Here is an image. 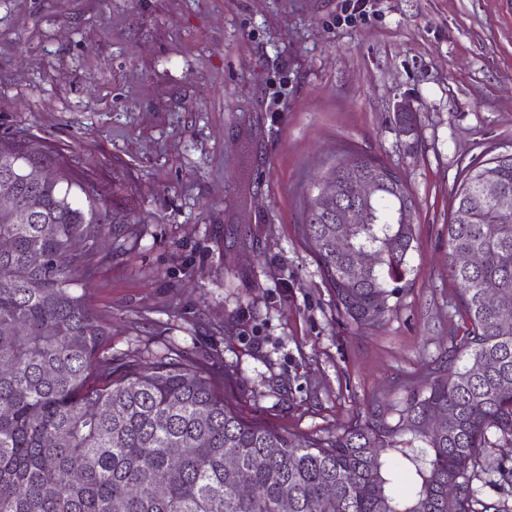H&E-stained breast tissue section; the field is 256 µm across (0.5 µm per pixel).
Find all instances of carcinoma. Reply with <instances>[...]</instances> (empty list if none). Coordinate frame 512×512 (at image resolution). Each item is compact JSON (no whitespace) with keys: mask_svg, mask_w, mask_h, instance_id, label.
Masks as SVG:
<instances>
[{"mask_svg":"<svg viewBox=\"0 0 512 512\" xmlns=\"http://www.w3.org/2000/svg\"><path fill=\"white\" fill-rule=\"evenodd\" d=\"M51 165L55 180H24ZM484 171L512 193V154L469 164L455 191L448 276L469 336L395 412L369 408L339 432L299 437L245 420L177 349L147 371L112 362L111 329L79 289L126 215L33 137H0V182L29 211L0 210V238L11 243L0 253V327H10L0 332V512H492L473 480L488 435L512 441V326L501 327L483 287L512 297V223L500 222ZM365 177L381 182L365 223L313 195L303 227L337 311L374 329L408 286L414 224L398 217L401 201L416 203L396 171L361 152L324 174L341 200ZM364 249L385 264L352 271ZM472 251L482 264H459Z\"/></svg>","mask_w":512,"mask_h":512,"instance_id":"1","label":"carcinoma"}]
</instances>
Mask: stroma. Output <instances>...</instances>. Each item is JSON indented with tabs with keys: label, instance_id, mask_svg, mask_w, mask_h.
I'll return each instance as SVG.
<instances>
[{
	"label": "stroma",
	"instance_id": "35a3bbf8",
	"mask_svg": "<svg viewBox=\"0 0 512 512\" xmlns=\"http://www.w3.org/2000/svg\"><path fill=\"white\" fill-rule=\"evenodd\" d=\"M345 4L0 0V134L127 215L83 289L114 362L175 346L244 419L299 436L399 405L468 335L446 226L464 168L512 154V0ZM345 146L416 202L410 284L374 330L340 316L302 227Z\"/></svg>",
	"mask_w": 512,
	"mask_h": 512
}]
</instances>
